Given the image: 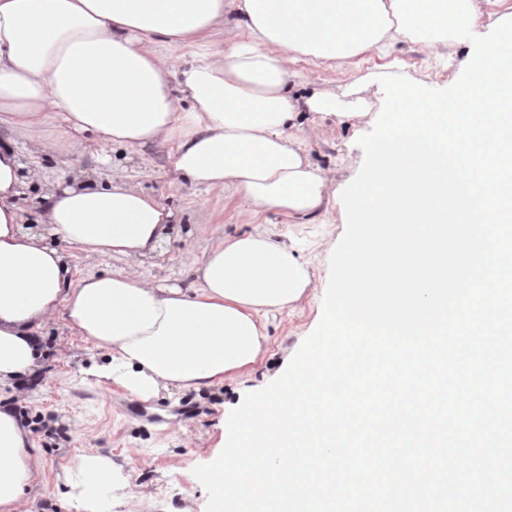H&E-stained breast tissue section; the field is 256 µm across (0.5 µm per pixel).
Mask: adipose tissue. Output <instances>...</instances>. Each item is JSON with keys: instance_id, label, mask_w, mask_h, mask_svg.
<instances>
[{"instance_id": "obj_1", "label": "adipose tissue", "mask_w": 512, "mask_h": 512, "mask_svg": "<svg viewBox=\"0 0 512 512\" xmlns=\"http://www.w3.org/2000/svg\"><path fill=\"white\" fill-rule=\"evenodd\" d=\"M485 2L0 0V389L40 375L41 330L60 316L110 353L95 376L134 396L209 388L253 369L269 318L311 286L293 250L260 232L218 238L189 287L146 278L135 267L161 258L177 214L118 173L94 183L65 173L28 212L20 199L38 171L26 155L62 156L67 172L101 143L164 146L173 183L224 188L252 219L307 216L336 191L293 135L298 116L365 112L333 91L293 97L290 63L341 66L403 40L450 52ZM188 45L197 54L171 82L161 50ZM69 247L130 266L76 277ZM117 469L106 453L81 456L71 512H103ZM39 476L31 430L0 402V512H32Z\"/></svg>"}]
</instances>
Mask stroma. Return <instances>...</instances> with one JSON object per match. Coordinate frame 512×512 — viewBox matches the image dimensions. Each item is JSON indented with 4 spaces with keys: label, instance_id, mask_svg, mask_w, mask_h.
I'll use <instances>...</instances> for the list:
<instances>
[{
    "label": "stroma",
    "instance_id": "1",
    "mask_svg": "<svg viewBox=\"0 0 512 512\" xmlns=\"http://www.w3.org/2000/svg\"><path fill=\"white\" fill-rule=\"evenodd\" d=\"M472 52V46L467 45L453 54H437L407 41L396 43L386 54H365L339 68L296 64L297 76L290 84L295 95L307 97L317 91L343 89L346 104L362 107L370 114L369 119L357 123L342 122L333 115L304 113L302 127L309 136L303 147L312 162L331 172L337 189H344L364 160L358 139L373 128L383 105L379 76L398 74L430 88L445 89L458 79L461 60ZM99 153L108 157L109 166L97 162L96 154L86 153L78 158V170L94 178L111 170L135 176L146 191L158 196L179 217L163 245L165 254L159 265L141 266L144 276L188 286L192 267L217 237L263 232L291 246L307 264L313 280L307 297L269 320L268 352L252 371L199 391L160 393L142 400V411L137 415L128 410L131 394L97 381L90 372L92 363L109 362V354L88 351L63 319L43 330L45 368L28 383L26 395L15 404L41 452L42 474L34 512H66L63 470L92 448L111 454L123 465L114 479L129 492L113 498L112 512H180L187 503L194 512H206L207 492L192 470L212 462L230 412L247 393L277 379L318 326L329 257L346 229L344 206L335 201L327 210L304 217L270 210L252 223L241 216L235 202L225 199L223 189L172 184L164 147L102 145Z\"/></svg>",
    "mask_w": 512,
    "mask_h": 512
}]
</instances>
